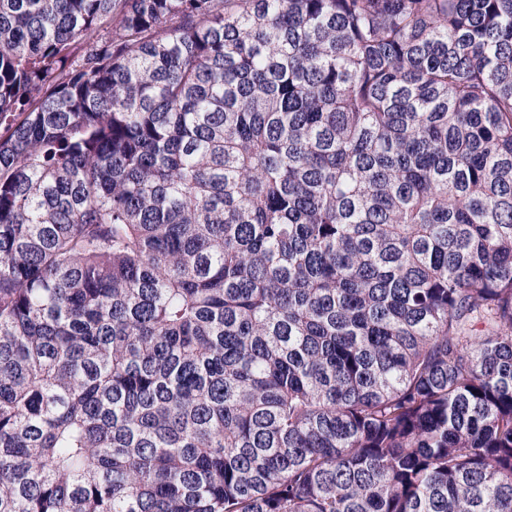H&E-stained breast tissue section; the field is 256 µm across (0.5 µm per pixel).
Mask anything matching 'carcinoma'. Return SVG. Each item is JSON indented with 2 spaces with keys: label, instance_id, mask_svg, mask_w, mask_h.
<instances>
[{
  "label": "carcinoma",
  "instance_id": "obj_1",
  "mask_svg": "<svg viewBox=\"0 0 512 512\" xmlns=\"http://www.w3.org/2000/svg\"><path fill=\"white\" fill-rule=\"evenodd\" d=\"M0 512H512V0H0Z\"/></svg>",
  "mask_w": 512,
  "mask_h": 512
}]
</instances>
